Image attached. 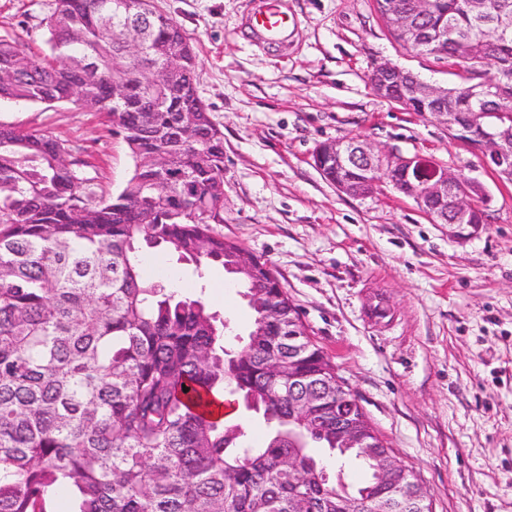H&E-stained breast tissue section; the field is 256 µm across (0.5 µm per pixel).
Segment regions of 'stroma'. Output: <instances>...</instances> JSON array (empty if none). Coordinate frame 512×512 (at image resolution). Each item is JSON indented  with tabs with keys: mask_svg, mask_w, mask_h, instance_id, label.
Wrapping results in <instances>:
<instances>
[{
	"mask_svg": "<svg viewBox=\"0 0 512 512\" xmlns=\"http://www.w3.org/2000/svg\"><path fill=\"white\" fill-rule=\"evenodd\" d=\"M278 2L290 22L282 45L249 32L260 0H155L193 39L198 93L224 133V221L214 231L271 265L431 512H512V183L434 115L372 90L369 75L384 62L438 87L457 81L455 66L396 43L374 0ZM54 8L0 0V38L48 51ZM0 123L66 143L97 196L117 195L132 174L131 152L103 113L0 99ZM350 139L473 178L487 223H432L382 182L363 196L340 191L313 156ZM144 260L247 333L252 311L223 269L200 278L160 250ZM375 289L391 322L362 314Z\"/></svg>",
	"mask_w": 512,
	"mask_h": 512,
	"instance_id": "1",
	"label": "stroma"
}]
</instances>
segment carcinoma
Segmentation results:
<instances>
[{
    "instance_id": "1",
    "label": "carcinoma",
    "mask_w": 512,
    "mask_h": 512,
    "mask_svg": "<svg viewBox=\"0 0 512 512\" xmlns=\"http://www.w3.org/2000/svg\"><path fill=\"white\" fill-rule=\"evenodd\" d=\"M434 0L418 41L404 49L459 68L460 82L415 112L459 113L454 139L474 146L496 126L512 148V0ZM144 44L129 51L127 20ZM50 54L0 39V97L37 103L72 98L106 113L134 160L122 191L88 189L84 161L46 134L0 125V512H51L68 488L74 512H370L369 499H411L408 470L387 482L377 460L359 459L369 477L350 491L308 451H330L336 412L323 402L324 431L295 422L290 378L314 387L336 371L309 337L291 339L299 318L267 262L234 276L249 304L244 336L206 305L145 274L142 249L161 247L193 264L198 277L228 269L242 249L214 232L224 223V134L196 88L192 38L154 0H56L47 20ZM330 183L359 178L329 162ZM280 308L269 318L265 306ZM229 394L267 427L255 445L240 424L215 420L183 388ZM309 466L302 485L288 458Z\"/></svg>"
}]
</instances>
